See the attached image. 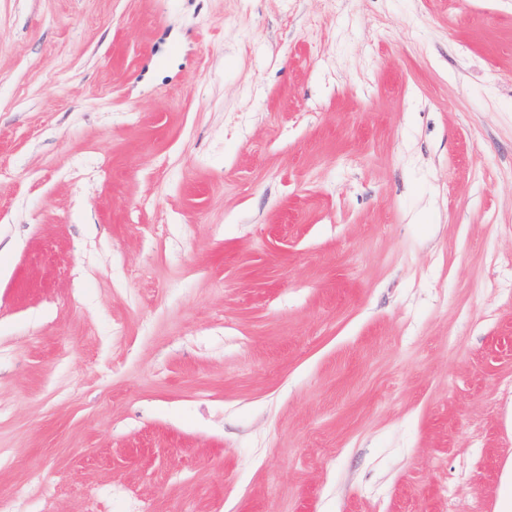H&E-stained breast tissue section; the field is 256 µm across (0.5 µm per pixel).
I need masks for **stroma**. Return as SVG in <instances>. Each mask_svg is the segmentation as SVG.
Listing matches in <instances>:
<instances>
[{
  "mask_svg": "<svg viewBox=\"0 0 512 512\" xmlns=\"http://www.w3.org/2000/svg\"><path fill=\"white\" fill-rule=\"evenodd\" d=\"M512 512V0H0V500Z\"/></svg>",
  "mask_w": 512,
  "mask_h": 512,
  "instance_id": "35a3bbf8",
  "label": "stroma"
}]
</instances>
